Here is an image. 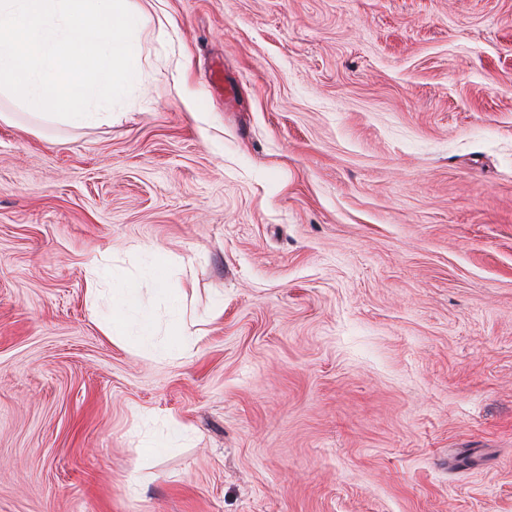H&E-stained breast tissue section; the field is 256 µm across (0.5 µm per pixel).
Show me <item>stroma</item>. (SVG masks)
<instances>
[{"label":"stroma","mask_w":512,"mask_h":512,"mask_svg":"<svg viewBox=\"0 0 512 512\" xmlns=\"http://www.w3.org/2000/svg\"><path fill=\"white\" fill-rule=\"evenodd\" d=\"M147 8L111 115L0 101V512H512V0ZM139 305V292L130 283H121L112 289V318L107 327V335L124 343L133 342L137 346L149 345L159 333V326L153 315L139 312L132 320L131 313Z\"/></svg>","instance_id":"1"}]
</instances>
